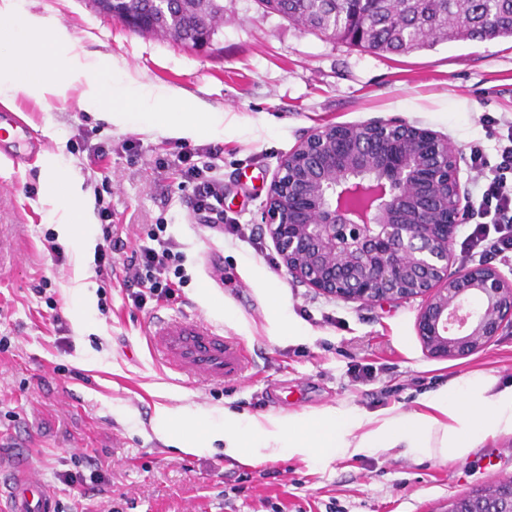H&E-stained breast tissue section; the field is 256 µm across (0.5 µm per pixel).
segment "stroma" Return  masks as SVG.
<instances>
[{"label": "stroma", "instance_id": "35a3bbf8", "mask_svg": "<svg viewBox=\"0 0 512 512\" xmlns=\"http://www.w3.org/2000/svg\"><path fill=\"white\" fill-rule=\"evenodd\" d=\"M127 77L181 89L194 111L224 113V221L246 225L251 242L197 223L191 189L154 159L172 150L160 130L118 128L76 107L77 91L43 109L18 96L8 111L31 127L42 153L59 155L81 178L94 226L100 182L79 150L81 133L137 148L112 155L114 230L136 248L149 225L179 242L184 282L174 301L135 306L120 279L93 276L95 303L84 327L73 247L54 264L44 235L53 231L40 159L0 156V240L16 258L0 275V463L24 461L52 492L58 512H448L465 492L512 477V436L488 437L467 455L421 457L390 448L326 461L278 453L238 462L223 443L198 454L154 432L156 404L208 423L309 413L328 406L361 412L419 410L421 395L480 372L512 383V329L461 358L429 357L416 330L419 301L344 303L291 280L261 220L282 160L311 132L370 120L404 121L447 137L461 177L477 187L472 146L494 154L490 118L512 120V39L460 40L404 54H375L294 24L258 0H224L213 44L194 50L136 33L92 0H21ZM224 272L213 281L211 268ZM45 283V296L34 294ZM277 286L287 313L308 327L305 340L268 334L264 290ZM208 298H201V290ZM199 315L238 338L250 367L221 386L187 385L152 356L148 322L157 314ZM372 366L373 380L358 379ZM66 474L87 484H66Z\"/></svg>", "mask_w": 512, "mask_h": 512}]
</instances>
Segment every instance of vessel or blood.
Listing matches in <instances>:
<instances>
[{
  "label": "vessel or blood",
  "mask_w": 512,
  "mask_h": 512,
  "mask_svg": "<svg viewBox=\"0 0 512 512\" xmlns=\"http://www.w3.org/2000/svg\"><path fill=\"white\" fill-rule=\"evenodd\" d=\"M30 128L17 113L0 112V137L7 135L24 144ZM146 339L166 368L181 376L220 386L243 376L248 357L223 328L196 315L155 316ZM0 493L5 500L0 512H54V499L41 481L0 465Z\"/></svg>",
  "instance_id": "b4317fda"
}]
</instances>
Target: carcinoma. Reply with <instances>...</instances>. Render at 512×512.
I'll list each match as a JSON object with an SVG mask.
<instances>
[{"mask_svg":"<svg viewBox=\"0 0 512 512\" xmlns=\"http://www.w3.org/2000/svg\"><path fill=\"white\" fill-rule=\"evenodd\" d=\"M131 9L152 19L144 32L174 41L215 33L224 19V0H172L165 10L155 0H130ZM388 0H275L273 10L289 21L336 36L374 53L403 54L458 40L512 38V0H403L391 15ZM512 480L475 489L453 499L460 512L497 507L492 494L507 496Z\"/></svg>","mask_w":512,"mask_h":512,"instance_id":"1","label":"carcinoma"}]
</instances>
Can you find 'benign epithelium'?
<instances>
[{"mask_svg":"<svg viewBox=\"0 0 512 512\" xmlns=\"http://www.w3.org/2000/svg\"><path fill=\"white\" fill-rule=\"evenodd\" d=\"M135 30L129 0H95ZM467 217L457 154L408 123L333 125L281 162L263 224L291 278L344 303L419 299L428 355H470L512 327V279L496 266L456 265Z\"/></svg>","mask_w":512,"mask_h":512,"instance_id":"benign-epithelium-1","label":"benign epithelium"}]
</instances>
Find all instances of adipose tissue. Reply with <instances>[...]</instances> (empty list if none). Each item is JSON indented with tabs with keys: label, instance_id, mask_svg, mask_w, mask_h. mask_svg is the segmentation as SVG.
Listing matches in <instances>:
<instances>
[{
	"label": "adipose tissue",
	"instance_id": "1",
	"mask_svg": "<svg viewBox=\"0 0 512 512\" xmlns=\"http://www.w3.org/2000/svg\"><path fill=\"white\" fill-rule=\"evenodd\" d=\"M31 55L58 64L59 75L26 67L23 59ZM71 89L79 92V110L104 113L121 128L159 127L183 139L224 133L223 112L185 111L184 94L174 87L133 78L113 83L111 70L89 59L73 33L22 11L19 0H0V102L10 103L23 94L46 105ZM42 165L44 193L53 207L59 241L74 246L77 253L88 252L94 238L80 183L63 169L57 155H45ZM420 404V410L410 414L368 415L336 407L260 419L228 414L223 425L213 428L200 426L182 409L159 404L153 425L183 451L195 453L220 441L226 455L249 461L282 449L293 456L328 459L381 448H410L426 456L463 455L488 436L512 435V384L499 385L492 376L477 373L449 383L424 394Z\"/></svg>",
	"mask_w": 512,
	"mask_h": 512
}]
</instances>
